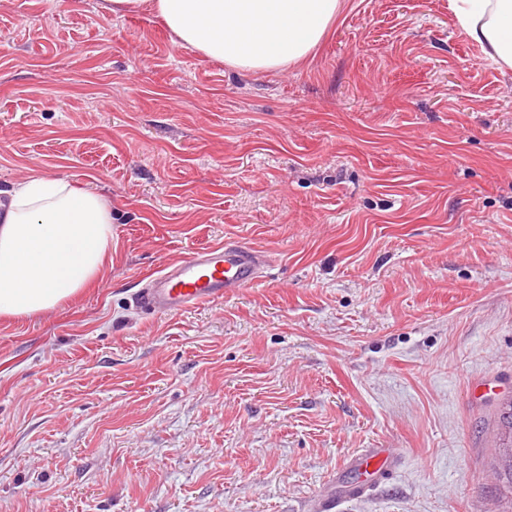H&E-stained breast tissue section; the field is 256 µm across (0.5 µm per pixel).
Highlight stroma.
<instances>
[{"label": "stroma", "instance_id": "35a3bbf8", "mask_svg": "<svg viewBox=\"0 0 512 512\" xmlns=\"http://www.w3.org/2000/svg\"><path fill=\"white\" fill-rule=\"evenodd\" d=\"M100 0H0V189L112 206V262L0 320V512H504L512 70L448 0H344L312 59L240 74ZM238 241L271 266L175 316L144 277ZM498 443L499 471L498 477L511 485L512 488V400L501 404L498 411ZM501 448H510L511 452H505ZM397 458L394 448H369L360 460L362 479L355 483L340 484L335 492L315 500L309 512H337L342 503L367 496L388 475H393Z\"/></svg>", "mask_w": 512, "mask_h": 512}]
</instances>
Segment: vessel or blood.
Returning <instances> with one entry per match:
<instances>
[{"label":"vessel or blood","mask_w":512,"mask_h":512,"mask_svg":"<svg viewBox=\"0 0 512 512\" xmlns=\"http://www.w3.org/2000/svg\"><path fill=\"white\" fill-rule=\"evenodd\" d=\"M268 265L267 255L248 246H207L148 277L139 291V301L154 312L176 314L256 283ZM396 459L394 449H368L360 460L361 480L339 485L315 500L309 512H337L342 503L367 496L392 474Z\"/></svg>","instance_id":"1"}]
</instances>
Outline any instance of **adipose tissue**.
<instances>
[{
    "mask_svg": "<svg viewBox=\"0 0 512 512\" xmlns=\"http://www.w3.org/2000/svg\"><path fill=\"white\" fill-rule=\"evenodd\" d=\"M342 0H103L104 13L148 11L174 43L243 74L313 57ZM484 57L512 70V0H448ZM0 203V318L21 320L71 301L112 255V207L88 186L31 173Z\"/></svg>",
    "mask_w": 512,
    "mask_h": 512,
    "instance_id": "adipose-tissue-1",
    "label": "adipose tissue"
}]
</instances>
